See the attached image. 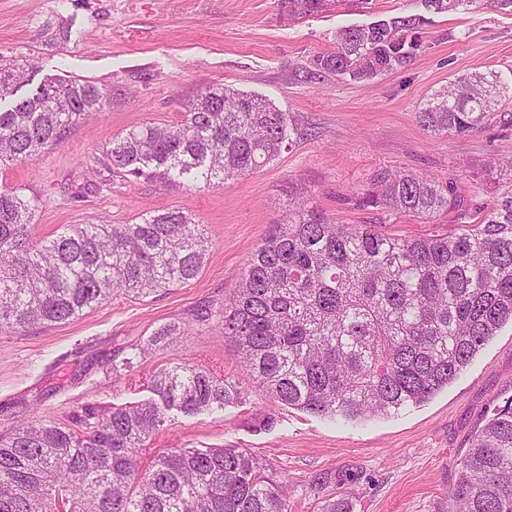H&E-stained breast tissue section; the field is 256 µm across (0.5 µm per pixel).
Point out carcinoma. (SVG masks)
I'll list each match as a JSON object with an SVG mask.
<instances>
[{"label":"carcinoma","instance_id":"carcinoma-1","mask_svg":"<svg viewBox=\"0 0 512 512\" xmlns=\"http://www.w3.org/2000/svg\"><path fill=\"white\" fill-rule=\"evenodd\" d=\"M438 12L479 0H424ZM326 0H288L291 15ZM418 22L396 17L336 31L317 71L375 78L407 67L422 42ZM67 41L69 24L41 26ZM25 69L0 63V168L32 161L67 131L101 114L109 93L83 79L57 80L17 96ZM512 76L475 71L432 93L417 112L424 130L467 134L486 125ZM299 135L293 117L261 97L225 85L199 91L180 123L131 127L91 157L108 175L209 186L278 157ZM358 207L425 223L454 214V228L416 238L372 224H333L312 198L288 192L255 249L232 299L207 314L240 355L245 377L280 404L318 416H391L438 393L481 347L512 322V181L467 224L470 211L451 181L377 170ZM37 201L0 188V331L64 323L121 292L144 298L183 286L201 271L205 225L179 210L147 211L136 224H77L34 237ZM191 325L160 327L138 354L112 364L120 374ZM156 398L73 425L33 416L0 434V512H288L281 487L240 448H167L144 459L156 432L185 416L243 399L241 387L191 362L151 376ZM448 512H512V400L471 440L449 494Z\"/></svg>","mask_w":512,"mask_h":512}]
</instances>
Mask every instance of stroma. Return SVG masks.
<instances>
[{"instance_id": "35a3bbf8", "label": "stroma", "mask_w": 512, "mask_h": 512, "mask_svg": "<svg viewBox=\"0 0 512 512\" xmlns=\"http://www.w3.org/2000/svg\"><path fill=\"white\" fill-rule=\"evenodd\" d=\"M283 0H0V55L34 64L33 84L94 82L111 93L105 112L79 124L37 159L0 170V186L36 199V236L107 217L137 222L144 210H180L205 224L212 245L189 284L147 298L113 295L64 323L0 333V433L34 415L70 422L90 405L106 410L150 399L160 366L189 360L238 382L245 400L156 433L152 448H242L276 481L288 512H320L347 498L353 512H448V495L470 437L512 399V324L503 326L447 388L392 417L352 422L282 405L251 383L223 329L207 325L170 337L121 377L113 360L155 330L229 302L287 188L311 195L337 224H374L418 237L448 230L349 202L381 168L456 180L475 206L493 202L506 177L490 160L512 157V99L465 135L434 136L416 114L435 90L476 68L512 72V7L436 13L422 0H335L324 12L289 15ZM397 16L420 19V53L402 70L354 81L310 82L337 29ZM72 23L67 43L47 45L46 21ZM224 84L292 114L290 149L240 178L205 188L156 179L106 177L86 169L113 136L143 123H178L201 89Z\"/></svg>"}]
</instances>
